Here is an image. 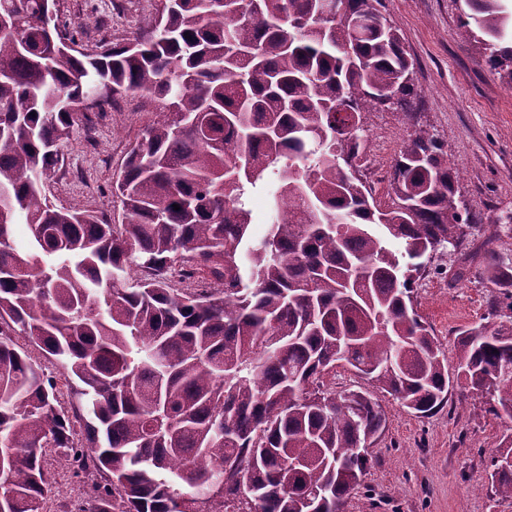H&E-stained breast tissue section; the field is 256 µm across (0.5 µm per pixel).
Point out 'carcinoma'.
<instances>
[{"label": "carcinoma", "mask_w": 512, "mask_h": 512, "mask_svg": "<svg viewBox=\"0 0 512 512\" xmlns=\"http://www.w3.org/2000/svg\"><path fill=\"white\" fill-rule=\"evenodd\" d=\"M500 2L467 0L459 31L512 83ZM340 5L337 20L323 0H158L127 42L69 55L51 0H0V512H44L50 453L93 479L83 512H343L385 414L368 391L320 389L339 363L421 416L462 384L512 419V325L496 321L512 271L492 234L464 258L486 254L503 299L461 332L449 375L413 284L473 218L421 129L385 204L353 169L361 113L414 116V63L383 0ZM95 82L112 86L96 109L134 96L158 115L112 183L121 224L50 206L40 183ZM18 333L82 408L60 405ZM487 468L512 498V434Z\"/></svg>", "instance_id": "1"}]
</instances>
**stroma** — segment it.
I'll return each mask as SVG.
<instances>
[{
  "label": "stroma",
  "instance_id": "1",
  "mask_svg": "<svg viewBox=\"0 0 512 512\" xmlns=\"http://www.w3.org/2000/svg\"><path fill=\"white\" fill-rule=\"evenodd\" d=\"M156 0H64L62 21L85 49L125 42ZM415 63L418 108L413 120L393 110L366 112L364 161L383 196L409 134L436 139L460 174L458 197L476 218L463 225L458 246L431 254L414 285V304L456 368V338L499 299L476 269L459 275L464 255L496 233L500 259L512 266V83L488 69L480 40H463L465 0H383ZM136 98L118 100L75 125L61 148L69 176L45 181L59 207L93 210L123 220L112 183L142 130L155 120ZM386 426L345 512H512V498L495 496L487 463L512 421L497 418L489 398L454 388L443 408L419 416L381 391Z\"/></svg>",
  "mask_w": 512,
  "mask_h": 512
}]
</instances>
